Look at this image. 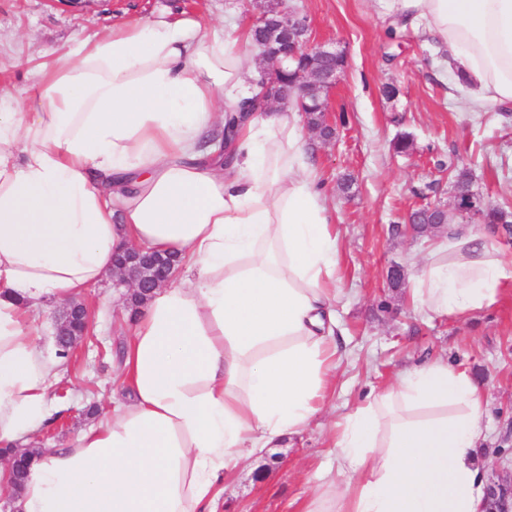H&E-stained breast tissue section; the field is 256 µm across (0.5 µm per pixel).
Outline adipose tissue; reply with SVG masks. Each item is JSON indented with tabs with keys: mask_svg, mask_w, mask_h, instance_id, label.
Here are the masks:
<instances>
[{
	"mask_svg": "<svg viewBox=\"0 0 512 512\" xmlns=\"http://www.w3.org/2000/svg\"><path fill=\"white\" fill-rule=\"evenodd\" d=\"M424 29L474 106L512 112V0H380ZM250 32L202 16L126 22L0 87V447L53 413L63 358L34 310L79 299L140 246L177 257L141 308L122 369L133 398L15 489L18 512H217L224 476L321 414L336 340L339 239L295 114L259 112L215 162L223 116L256 99ZM489 230L453 226L415 304L484 311L512 286ZM485 397L442 361L415 364L346 416L300 512H480Z\"/></svg>",
	"mask_w": 512,
	"mask_h": 512,
	"instance_id": "obj_1",
	"label": "adipose tissue"
}]
</instances>
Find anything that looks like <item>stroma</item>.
<instances>
[{"mask_svg":"<svg viewBox=\"0 0 512 512\" xmlns=\"http://www.w3.org/2000/svg\"><path fill=\"white\" fill-rule=\"evenodd\" d=\"M307 16L314 42L345 48L347 66L330 92L336 138L315 141L313 161L339 233L337 337L347 350L326 408L301 434L283 439L274 455L224 480L219 512H296L312 472L332 446L334 424L357 406L370 387L394 380L404 368L439 359L467 370L486 396L487 439L481 455L487 481L512 471V290L491 308L465 318L428 317L410 297L436 236L396 232L394 224L426 202L450 205V167L471 173V189L512 213V116L478 109L448 70L446 49L422 31L391 24L377 0H287ZM188 11L239 28L255 21L243 0H0V73L14 91L30 96L28 68L130 19ZM397 88L393 98L380 92ZM413 141L409 153L392 148ZM355 180L343 192L345 177ZM405 271L389 287L391 267ZM87 335L72 354L54 400L62 417L28 440L54 448L94 422L101 408L128 401L114 351L133 324L111 280L89 289Z\"/></svg>","mask_w":512,"mask_h":512,"instance_id":"35a3bbf8","label":"stroma"}]
</instances>
